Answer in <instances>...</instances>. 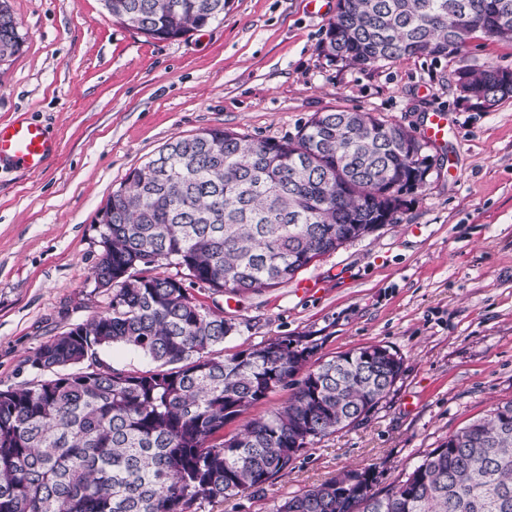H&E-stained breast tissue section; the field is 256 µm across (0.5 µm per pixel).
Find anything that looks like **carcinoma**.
I'll return each instance as SVG.
<instances>
[{"mask_svg":"<svg viewBox=\"0 0 512 512\" xmlns=\"http://www.w3.org/2000/svg\"><path fill=\"white\" fill-rule=\"evenodd\" d=\"M155 40L224 20L228 0H103ZM512 43V0H337L322 51L358 68L403 56L451 59L461 32ZM24 39L0 0V61ZM459 99L512 98V70L458 68ZM404 126L368 112L314 114L292 137L206 129L167 142L132 169L98 213L94 280L107 309L39 346L36 379L0 389V512H198L259 492L299 454L363 420L404 371L397 352L360 347L313 360L283 336L224 356L236 324L186 283L244 296L291 281L372 224H395L430 169ZM174 267L181 277L156 269ZM122 345L148 370H116ZM285 406L224 437V424L279 389ZM376 466L282 500L275 512H512V401L499 403L376 491ZM101 358L107 365L119 370H145L152 366L149 360L119 346L107 350Z\"/></svg>","mask_w":512,"mask_h":512,"instance_id":"1","label":"carcinoma"}]
</instances>
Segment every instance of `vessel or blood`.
I'll list each match as a JSON object with an SVG mask.
<instances>
[{"instance_id":"1","label":"vessel or blood","mask_w":512,"mask_h":512,"mask_svg":"<svg viewBox=\"0 0 512 512\" xmlns=\"http://www.w3.org/2000/svg\"><path fill=\"white\" fill-rule=\"evenodd\" d=\"M56 152V142L40 124L25 118L0 124V167L37 171Z\"/></svg>"}]
</instances>
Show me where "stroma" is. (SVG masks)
<instances>
[{
	"instance_id": "35a3bbf8",
	"label": "stroma",
	"mask_w": 512,
	"mask_h": 512,
	"mask_svg": "<svg viewBox=\"0 0 512 512\" xmlns=\"http://www.w3.org/2000/svg\"><path fill=\"white\" fill-rule=\"evenodd\" d=\"M337 0H229L222 22L158 41L117 22L103 0H8L25 39L0 62V122L40 123L59 151L37 172L0 169V388L35 378L41 344L103 312L92 271L96 222L112 191L171 139L224 128L281 140L314 113L359 110L422 135L423 188L395 224L317 258L287 284L236 296L191 286L237 326L230 355L308 336L323 358L368 345L404 372L361 423L306 449L258 493L202 512H274L284 497L347 466L404 478L450 434L512 400V99L459 101L462 66L512 69V44L473 39L454 59L330 64L321 43ZM311 289H304V282Z\"/></svg>"
}]
</instances>
